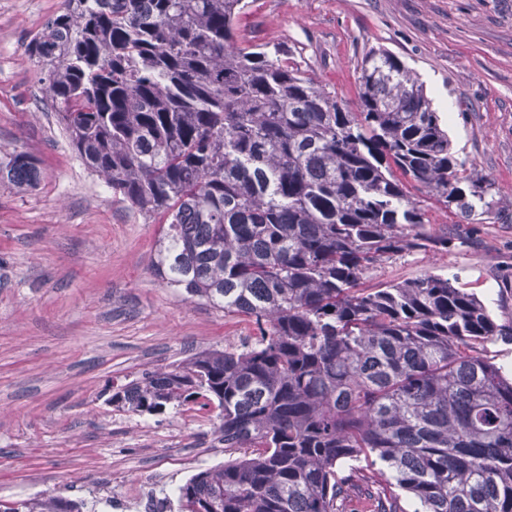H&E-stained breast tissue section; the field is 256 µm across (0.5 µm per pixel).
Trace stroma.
Instances as JSON below:
<instances>
[{"instance_id": "obj_1", "label": "stroma", "mask_w": 512, "mask_h": 512, "mask_svg": "<svg viewBox=\"0 0 512 512\" xmlns=\"http://www.w3.org/2000/svg\"><path fill=\"white\" fill-rule=\"evenodd\" d=\"M61 3L0 0V159L25 151L43 172L33 191L0 182V499L50 492L93 505L105 483L172 501L223 465L216 422L119 412L109 391L238 344L253 325L153 274L159 225L113 196L44 99L24 51ZM239 29L281 44L350 102L358 62L378 47L414 68L431 98H449L455 154L489 179L502 210L458 224L410 189L431 230L463 241L396 258L365 284L456 274L496 320L512 319V0H251Z\"/></svg>"}]
</instances>
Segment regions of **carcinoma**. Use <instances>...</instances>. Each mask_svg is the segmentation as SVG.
Returning <instances> with one entry per match:
<instances>
[{
  "label": "carcinoma",
  "instance_id": "carcinoma-1",
  "mask_svg": "<svg viewBox=\"0 0 512 512\" xmlns=\"http://www.w3.org/2000/svg\"><path fill=\"white\" fill-rule=\"evenodd\" d=\"M246 0H65L25 49L87 166L162 232L151 267L254 336L112 390L137 415L216 414L233 457L177 512H512V339L459 276L377 288L403 254L446 252L406 187L490 215L417 72L385 49L350 103L280 46L237 32ZM0 180L37 188L26 152ZM54 494L0 512H83Z\"/></svg>",
  "mask_w": 512,
  "mask_h": 512
}]
</instances>
